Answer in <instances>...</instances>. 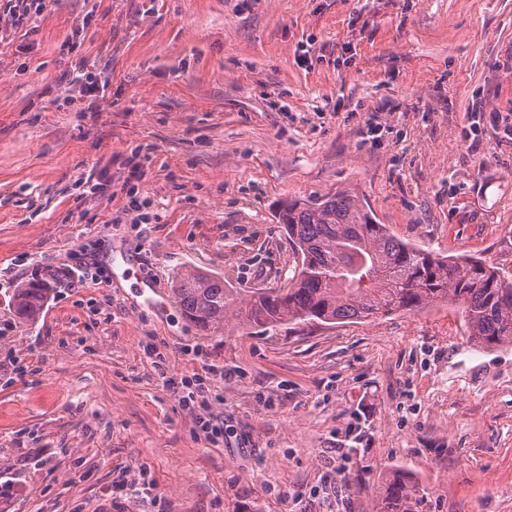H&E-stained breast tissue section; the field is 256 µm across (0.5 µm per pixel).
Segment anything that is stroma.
I'll list each match as a JSON object with an SVG mask.
<instances>
[{"label": "stroma", "mask_w": 512, "mask_h": 512, "mask_svg": "<svg viewBox=\"0 0 512 512\" xmlns=\"http://www.w3.org/2000/svg\"><path fill=\"white\" fill-rule=\"evenodd\" d=\"M84 68L99 94L65 103ZM476 109L512 110V0L0 11V512H90L122 480L131 512H372L395 470L415 512H512V346L456 308L209 336L171 294L189 270L287 287L282 205L341 191L512 271V139ZM93 263L16 314L36 272ZM206 365L235 372L210 382L217 445L162 381Z\"/></svg>", "instance_id": "1"}]
</instances>
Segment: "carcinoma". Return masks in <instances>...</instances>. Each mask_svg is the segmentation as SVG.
I'll use <instances>...</instances> for the list:
<instances>
[{
  "instance_id": "1",
  "label": "carcinoma",
  "mask_w": 512,
  "mask_h": 512,
  "mask_svg": "<svg viewBox=\"0 0 512 512\" xmlns=\"http://www.w3.org/2000/svg\"><path fill=\"white\" fill-rule=\"evenodd\" d=\"M279 223L301 265L288 287L243 296L225 287L224 279L201 271L174 279L173 297L199 331L221 333L230 320L262 330L364 320L441 301L461 311L474 343L512 345V274L488 260L439 258L401 241L346 193L319 202L292 200L283 205ZM60 286L47 271L35 274L15 289L17 315L36 316ZM413 499L408 477L395 473L382 483L373 512H414Z\"/></svg>"
}]
</instances>
